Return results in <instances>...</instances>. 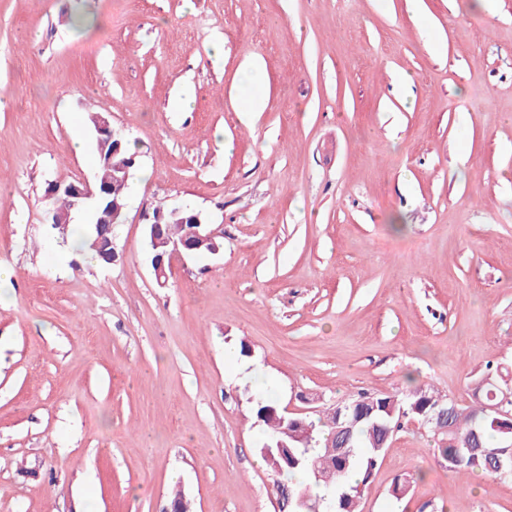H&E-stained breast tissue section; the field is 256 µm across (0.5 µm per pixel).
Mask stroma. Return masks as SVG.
<instances>
[{
    "label": "stroma",
    "mask_w": 512,
    "mask_h": 512,
    "mask_svg": "<svg viewBox=\"0 0 512 512\" xmlns=\"http://www.w3.org/2000/svg\"><path fill=\"white\" fill-rule=\"evenodd\" d=\"M94 114L138 152L109 266L47 226ZM184 204L220 251L162 288L143 215ZM0 267V512H278L258 388L316 421L512 387V0H0ZM358 510L512 512V482L406 418Z\"/></svg>",
    "instance_id": "stroma-1"
}]
</instances>
